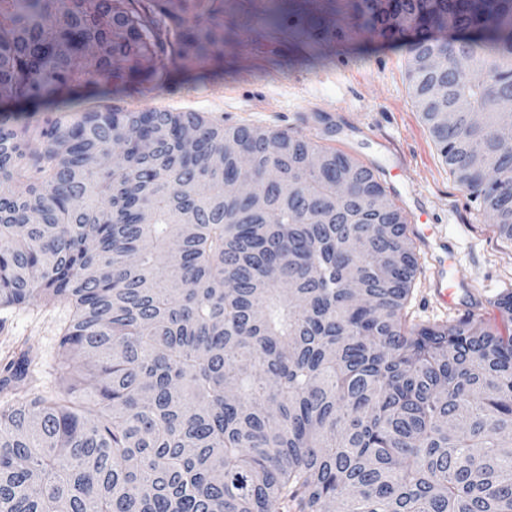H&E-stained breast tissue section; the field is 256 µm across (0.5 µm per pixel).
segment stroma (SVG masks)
Segmentation results:
<instances>
[{
	"instance_id": "obj_1",
	"label": "stroma",
	"mask_w": 512,
	"mask_h": 512,
	"mask_svg": "<svg viewBox=\"0 0 512 512\" xmlns=\"http://www.w3.org/2000/svg\"><path fill=\"white\" fill-rule=\"evenodd\" d=\"M225 22L237 34L224 43V67L181 72L155 98L111 92L113 107H158L195 112L224 126H255L307 135L370 168L404 215L427 212L431 245L448 241L449 275L463 277L454 304L436 302L428 261L419 270L405 313L419 327L454 323L469 312L470 292L486 299L484 322L501 325L495 305L512 291V242L500 238L490 216L468 201V192L445 163L418 111L405 47L362 31L348 0H220ZM71 315L63 300L30 299L0 309V398L11 363L26 357V389L60 385L59 336Z\"/></svg>"
}]
</instances>
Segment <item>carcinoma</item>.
I'll use <instances>...</instances> for the list:
<instances>
[{
    "label": "carcinoma",
    "mask_w": 512,
    "mask_h": 512,
    "mask_svg": "<svg viewBox=\"0 0 512 512\" xmlns=\"http://www.w3.org/2000/svg\"><path fill=\"white\" fill-rule=\"evenodd\" d=\"M349 7L407 47L445 162L512 241V0ZM233 35L217 0H0V100L56 112L0 109V307L72 308L64 386L0 406V512H512V292L506 335L408 326L402 211L311 137L67 116L114 79L162 93ZM245 179L264 206L224 194Z\"/></svg>",
    "instance_id": "carcinoma-1"
}]
</instances>
